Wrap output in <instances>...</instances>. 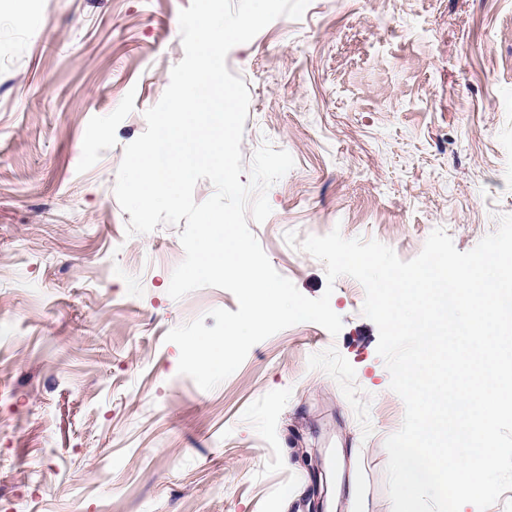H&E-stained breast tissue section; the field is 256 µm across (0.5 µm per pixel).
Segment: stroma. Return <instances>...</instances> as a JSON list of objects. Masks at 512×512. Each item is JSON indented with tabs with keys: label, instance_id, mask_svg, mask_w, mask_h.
I'll use <instances>...</instances> for the list:
<instances>
[{
	"label": "stroma",
	"instance_id": "obj_1",
	"mask_svg": "<svg viewBox=\"0 0 512 512\" xmlns=\"http://www.w3.org/2000/svg\"><path fill=\"white\" fill-rule=\"evenodd\" d=\"M191 0H0V512H390L402 399L339 277L343 328L288 327L215 389L167 332L235 296L167 290L182 226L127 235L114 186L184 57ZM250 94L241 151L294 168L250 229L307 297L290 247L340 229L415 258L473 249L512 214V0H311L226 58Z\"/></svg>",
	"mask_w": 512,
	"mask_h": 512
}]
</instances>
